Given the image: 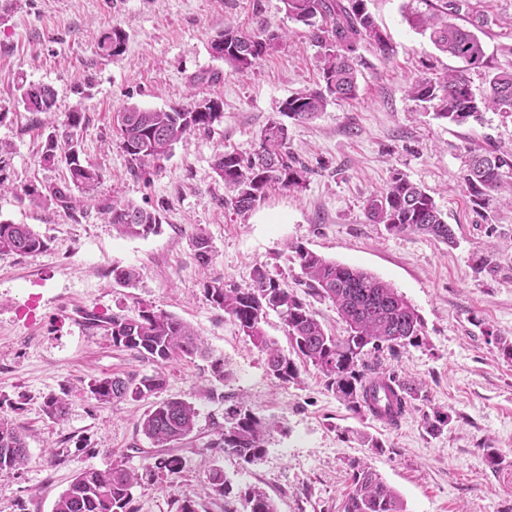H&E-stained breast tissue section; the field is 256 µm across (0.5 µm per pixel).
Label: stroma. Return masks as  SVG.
I'll return each mask as SVG.
<instances>
[{
	"instance_id": "1",
	"label": "stroma",
	"mask_w": 512,
	"mask_h": 512,
	"mask_svg": "<svg viewBox=\"0 0 512 512\" xmlns=\"http://www.w3.org/2000/svg\"><path fill=\"white\" fill-rule=\"evenodd\" d=\"M404 2H367L395 53L386 59L359 47L357 97L330 103L313 120L289 121L288 148L311 170L306 188L273 187L251 211L238 213L213 170L215 152L252 153L283 102L319 77L322 50L307 26L288 18L282 0H0V143L13 148L0 221L31 225L47 243L26 255L0 252V414L28 429L30 454L26 466L0 471V512H52L79 471L113 464L143 474L133 491L135 512H178L186 495L198 512H224L209 484L216 468L234 489L263 488L278 512H342L351 464L359 460L398 491L406 512H512V359L501 351L512 343V205L498 204L491 222H482L460 179L464 147L487 138L512 147V122L489 111L483 122L456 127L406 97L424 64L439 74L460 62L403 21ZM469 3L497 20L480 35L491 67L512 69V0ZM228 22L247 31L265 22L285 40L240 75L211 49ZM115 26L127 42L112 57L98 41ZM205 72L218 73V80L201 81ZM21 78L55 90V117L18 104ZM195 98L221 102V117L209 131L181 139L161 168L147 175L134 170L120 146L116 113ZM73 111L85 116L80 153L102 180L90 205L69 214L46 195L63 182L65 167L44 166L40 156L48 136L63 135ZM396 170L427 189L452 225L456 246L369 222L366 200ZM30 185L43 192L41 202L25 195ZM126 201L158 215V232L138 237L116 230L105 209ZM276 214L286 222L271 223ZM199 233L214 255L206 267L195 256ZM298 246L391 283L420 314L423 345L381 356V370L417 384L423 395L397 424L353 412L314 368H301L292 382L273 379L264 354L206 301L211 281L243 286L262 265L311 304L327 329L342 333L333 304L306 287ZM488 246L502 269L476 274L473 255ZM117 266L135 267L137 280L117 283ZM142 304L191 324L209 354L170 362L164 389L152 397L96 404L93 379L148 374L152 367L113 347L107 331L87 327L83 316L127 314ZM214 357L229 373L220 384L212 377ZM210 383L224 401L200 396ZM61 393L69 411L56 422L44 404ZM168 398L199 410L201 442L178 447L183 468L174 477L147 471L151 444L138 428L149 408ZM231 401L274 425L256 463L201 446L223 425ZM432 406L449 414L447 429L435 436L423 423ZM367 435L382 443V452L364 443Z\"/></svg>"
}]
</instances>
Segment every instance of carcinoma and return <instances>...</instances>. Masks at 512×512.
<instances>
[{
	"mask_svg": "<svg viewBox=\"0 0 512 512\" xmlns=\"http://www.w3.org/2000/svg\"><path fill=\"white\" fill-rule=\"evenodd\" d=\"M288 17L310 28V37L324 52L320 80L316 88L290 96L281 114L298 122L309 121L324 111L329 102L353 99L358 93L357 50L367 43L382 57L391 56L387 35L368 11V0H282ZM402 17L409 27L422 35L439 51L462 62V66L441 76H421L406 90L407 97L425 104L433 115L450 125L463 126L479 121L492 110L512 118V69L492 70L484 46L476 31L490 19L470 12L467 0H408ZM322 23H317L316 19ZM281 35L262 24L253 32L224 27V33L212 42L224 63L238 74L252 69L259 60L275 50ZM126 34L118 27L102 36L98 47L108 56L125 51ZM482 72L486 87L476 94L470 74ZM19 103L28 112L50 114L55 104L53 90L45 85L18 83ZM221 116V104L214 99L194 100L163 109L126 107L118 112L120 145L136 163L140 173L167 159L174 144L184 135L208 129ZM84 124L80 112H69L64 120L63 140L51 136L46 141L41 161L46 165L65 164L68 180L49 190L50 197L62 209L75 210L78 200L71 194L76 187L87 194L102 179L94 165L83 162L74 140L75 131ZM213 169L230 192V204L239 213L250 211L267 191L280 186L299 191L306 187L311 170L288 151V127L270 121L260 137L259 148L248 156L220 151ZM462 180L473 212L484 222L491 220L492 206L506 184H512V149L504 151L488 140L485 145L466 148ZM370 222L382 224L393 234L418 233L448 245L456 244L455 232L444 218L433 197L402 172L392 175L386 187L365 203ZM106 213L121 231L146 237L156 232L159 218L131 203H114ZM47 247L45 240L28 224L0 221V251L29 254ZM296 257L310 290L330 300L342 319L344 334L335 335L323 327L310 305L272 277L264 266L254 268L251 283L244 288H227L220 281L206 285V301L224 311L265 354L268 373L288 383L298 378L299 365L316 369L327 389L347 402L357 413H373L395 423L412 401L421 398L419 388L403 383L393 374L381 373L378 384L366 387V358L397 346L423 344V321L416 308L390 283L359 268L329 261L300 246ZM279 313L288 329V338L296 358L283 353L263 329L269 311ZM90 327H103L113 346L132 352L153 371L141 377L110 376L90 384L91 398L110 404L127 397L147 398L165 386L164 369L179 356H208L204 342L184 322L143 304L132 313L102 317L89 312ZM68 413V402L52 396L45 403L48 418L60 421ZM198 409L191 402L170 398L158 402L139 422L142 434L155 448H174L197 437ZM448 413L433 408L424 413L426 430L439 434L448 426ZM268 422L242 405H233L224 414V426L217 438L205 444L219 448L246 464H253L266 453ZM27 431L14 419L0 415V471L17 469L29 460ZM154 467L177 475L181 458L173 453L155 460ZM351 487L342 512H405L400 494L368 465H351ZM216 495L224 498V512H236L233 499L243 498L249 512H276L271 497L252 486L237 494L216 468L210 474ZM138 475L115 464L104 469L89 467L72 480L59 495L52 512H132L133 489Z\"/></svg>",
	"mask_w": 512,
	"mask_h": 512,
	"instance_id": "carcinoma-1",
	"label": "carcinoma"
}]
</instances>
